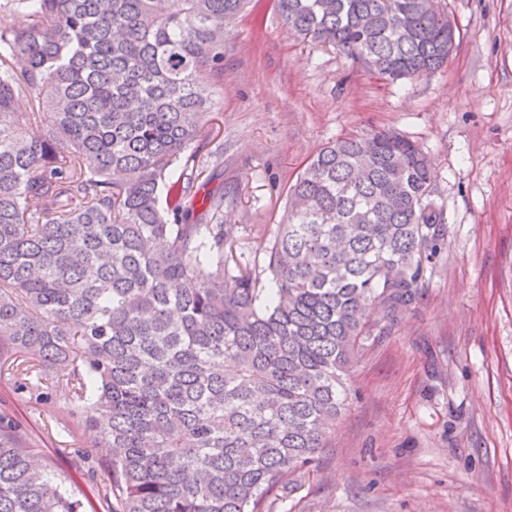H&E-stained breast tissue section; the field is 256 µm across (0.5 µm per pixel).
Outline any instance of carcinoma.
Here are the masks:
<instances>
[{
    "mask_svg": "<svg viewBox=\"0 0 512 512\" xmlns=\"http://www.w3.org/2000/svg\"><path fill=\"white\" fill-rule=\"evenodd\" d=\"M251 2L5 0L0 370L42 405L32 379L69 368L53 389L112 449L79 471L105 512H266L334 431L366 307L413 303L443 237L425 153L379 129L321 148L261 257L237 251L191 145ZM273 2L300 39L391 83L450 57L441 0ZM0 512H96L4 413Z\"/></svg>",
    "mask_w": 512,
    "mask_h": 512,
    "instance_id": "1",
    "label": "carcinoma"
}]
</instances>
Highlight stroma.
<instances>
[{
	"mask_svg": "<svg viewBox=\"0 0 512 512\" xmlns=\"http://www.w3.org/2000/svg\"><path fill=\"white\" fill-rule=\"evenodd\" d=\"M460 36L447 67L391 84L297 39L257 0L224 44L220 103L202 138L223 149L224 224L248 249L281 223L310 158L346 134L392 129L434 172L445 235L414 303L372 307L347 406L315 467L268 512H512V0H445ZM49 470L79 465L91 432L0 379Z\"/></svg>",
	"mask_w": 512,
	"mask_h": 512,
	"instance_id": "obj_1",
	"label": "stroma"
}]
</instances>
